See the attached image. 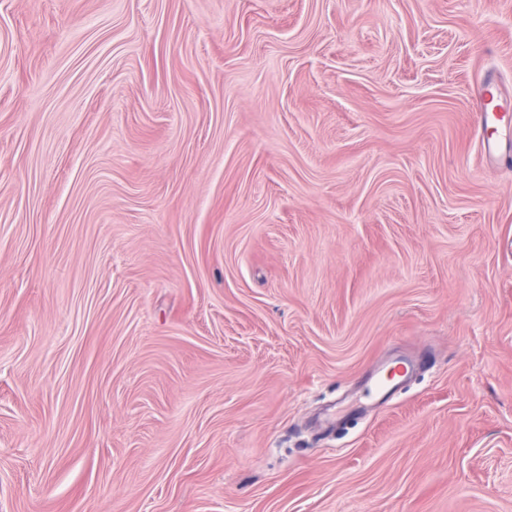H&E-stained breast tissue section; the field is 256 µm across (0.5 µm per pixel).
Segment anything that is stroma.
I'll use <instances>...</instances> for the list:
<instances>
[{
	"label": "stroma",
	"instance_id": "35a3bbf8",
	"mask_svg": "<svg viewBox=\"0 0 512 512\" xmlns=\"http://www.w3.org/2000/svg\"><path fill=\"white\" fill-rule=\"evenodd\" d=\"M512 0H0V512H512Z\"/></svg>",
	"mask_w": 512,
	"mask_h": 512
}]
</instances>
